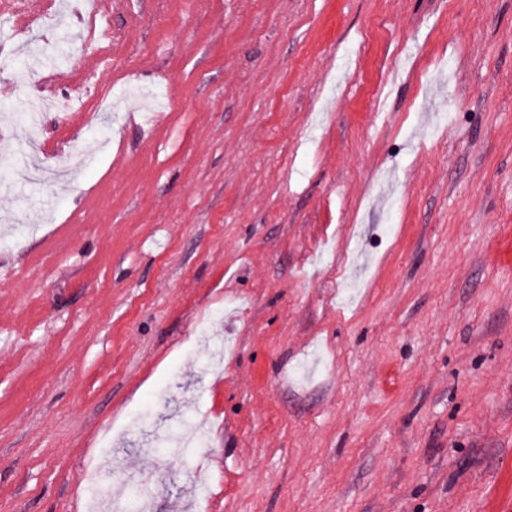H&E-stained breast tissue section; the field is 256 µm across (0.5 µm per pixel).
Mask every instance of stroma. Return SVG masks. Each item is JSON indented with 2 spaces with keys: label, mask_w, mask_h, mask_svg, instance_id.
Here are the masks:
<instances>
[{
  "label": "stroma",
  "mask_w": 512,
  "mask_h": 512,
  "mask_svg": "<svg viewBox=\"0 0 512 512\" xmlns=\"http://www.w3.org/2000/svg\"><path fill=\"white\" fill-rule=\"evenodd\" d=\"M54 2L0 44L97 127L0 73V512H512V0ZM92 492L87 504V512H127L126 503L123 499L112 498L108 490L107 479L101 474H95L90 478Z\"/></svg>",
  "instance_id": "1"
}]
</instances>
